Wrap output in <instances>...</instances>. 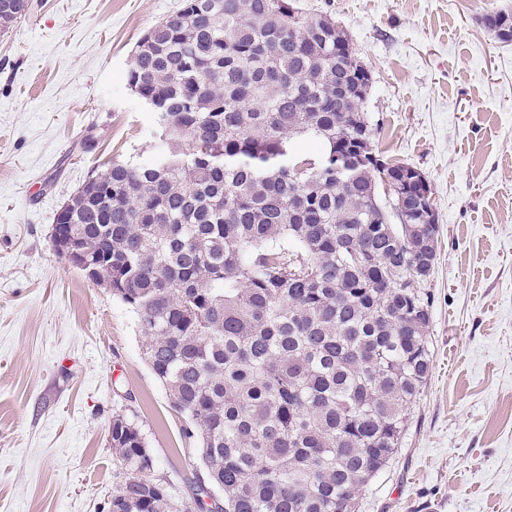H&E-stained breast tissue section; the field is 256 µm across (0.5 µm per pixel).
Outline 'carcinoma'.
I'll return each instance as SVG.
<instances>
[{
	"instance_id": "obj_1",
	"label": "carcinoma",
	"mask_w": 512,
	"mask_h": 512,
	"mask_svg": "<svg viewBox=\"0 0 512 512\" xmlns=\"http://www.w3.org/2000/svg\"><path fill=\"white\" fill-rule=\"evenodd\" d=\"M14 3L0 34L32 8ZM484 23L512 42V11ZM127 83L160 144L85 183L54 248L77 236L87 279L135 314L220 512H357L429 379L438 233L430 188L372 151L366 67L335 18L294 0H180ZM111 444L112 512H190L124 414Z\"/></svg>"
}]
</instances>
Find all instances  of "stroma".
<instances>
[{"label":"stroma","instance_id":"obj_1","mask_svg":"<svg viewBox=\"0 0 512 512\" xmlns=\"http://www.w3.org/2000/svg\"><path fill=\"white\" fill-rule=\"evenodd\" d=\"M31 3L0 36V512H109L118 412L186 502L202 468L134 314L50 242L92 172L157 142L127 71L179 0ZM300 3L348 33L374 148L423 173L440 228L430 379L359 512H512V44L483 22L512 0Z\"/></svg>","mask_w":512,"mask_h":512}]
</instances>
